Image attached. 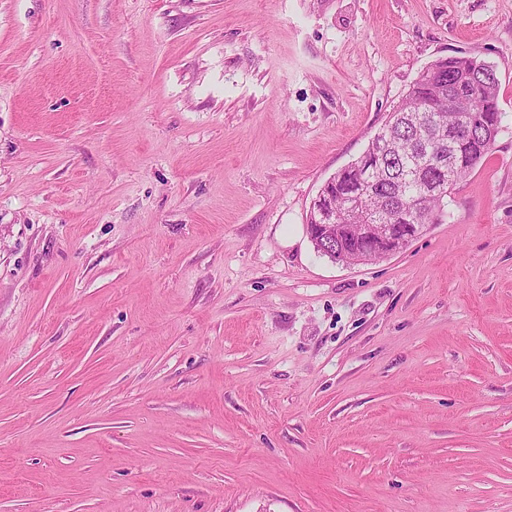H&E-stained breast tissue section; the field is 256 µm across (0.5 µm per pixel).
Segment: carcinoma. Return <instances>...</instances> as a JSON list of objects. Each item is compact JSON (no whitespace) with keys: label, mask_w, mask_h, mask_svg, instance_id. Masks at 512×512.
I'll return each instance as SVG.
<instances>
[{"label":"carcinoma","mask_w":512,"mask_h":512,"mask_svg":"<svg viewBox=\"0 0 512 512\" xmlns=\"http://www.w3.org/2000/svg\"><path fill=\"white\" fill-rule=\"evenodd\" d=\"M502 120L498 79L473 56L441 58L418 75L387 115L385 137L320 188L336 203L342 240L338 256L363 262L387 246L361 237L353 224H410L420 235L436 223L448 193L492 151ZM434 145L442 164L426 167L421 154Z\"/></svg>","instance_id":"1"}]
</instances>
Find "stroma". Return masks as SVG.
<instances>
[{"instance_id":"1","label":"stroma","mask_w":512,"mask_h":512,"mask_svg":"<svg viewBox=\"0 0 512 512\" xmlns=\"http://www.w3.org/2000/svg\"><path fill=\"white\" fill-rule=\"evenodd\" d=\"M461 54L490 155L403 251L318 255ZM0 512H512V0H0Z\"/></svg>"}]
</instances>
